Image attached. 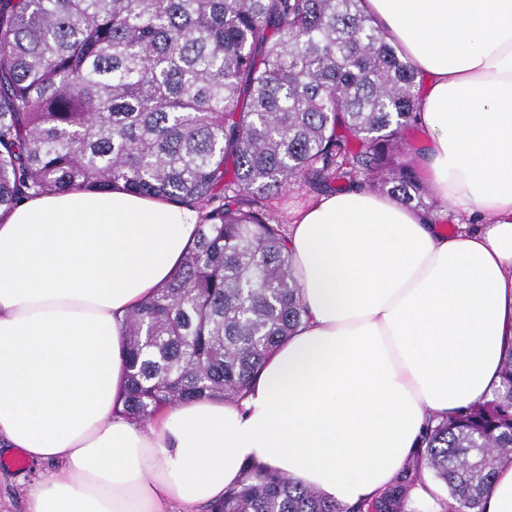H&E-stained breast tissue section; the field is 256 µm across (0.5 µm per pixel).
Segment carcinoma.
Here are the masks:
<instances>
[{"instance_id": "cac0c4a2", "label": "carcinoma", "mask_w": 512, "mask_h": 512, "mask_svg": "<svg viewBox=\"0 0 512 512\" xmlns=\"http://www.w3.org/2000/svg\"><path fill=\"white\" fill-rule=\"evenodd\" d=\"M418 72L364 0H0V212L59 189L125 191L199 210L170 280L128 318L122 413L145 422L233 399L305 314L267 201L288 182L355 180L412 209L428 189L398 162ZM512 463V346L491 397L432 417L377 496L342 508L271 470L209 512L475 508Z\"/></svg>"}]
</instances>
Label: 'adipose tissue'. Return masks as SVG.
Segmentation results:
<instances>
[{
    "instance_id": "obj_1",
    "label": "adipose tissue",
    "mask_w": 512,
    "mask_h": 512,
    "mask_svg": "<svg viewBox=\"0 0 512 512\" xmlns=\"http://www.w3.org/2000/svg\"><path fill=\"white\" fill-rule=\"evenodd\" d=\"M425 81L416 154L482 223L446 233L366 187L288 229L307 317L248 391L146 422L119 412L125 322L166 282L199 212L61 190L0 217V443L57 463L27 512H187L246 467L339 505L384 490L430 416L490 397L512 340V0H366Z\"/></svg>"
}]
</instances>
